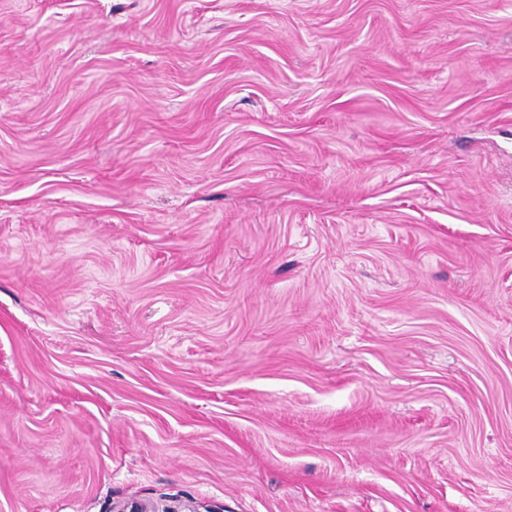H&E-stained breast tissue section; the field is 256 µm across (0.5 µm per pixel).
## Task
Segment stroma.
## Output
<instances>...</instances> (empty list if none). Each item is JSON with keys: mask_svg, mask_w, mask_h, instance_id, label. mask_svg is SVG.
Returning a JSON list of instances; mask_svg holds the SVG:
<instances>
[{"mask_svg": "<svg viewBox=\"0 0 512 512\" xmlns=\"http://www.w3.org/2000/svg\"><path fill=\"white\" fill-rule=\"evenodd\" d=\"M512 512V0H0V512ZM201 508L205 509L203 512H212L211 509L194 501L183 504L181 510L173 511L160 508L159 504L154 501L129 499L113 503L111 512H201Z\"/></svg>", "mask_w": 512, "mask_h": 512, "instance_id": "obj_1", "label": "stroma"}]
</instances>
